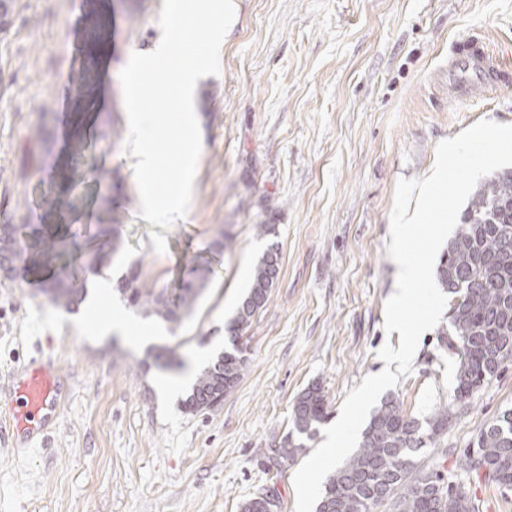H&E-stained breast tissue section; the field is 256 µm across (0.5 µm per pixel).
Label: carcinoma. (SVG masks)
Instances as JSON below:
<instances>
[{
	"label": "carcinoma",
	"instance_id": "1",
	"mask_svg": "<svg viewBox=\"0 0 512 512\" xmlns=\"http://www.w3.org/2000/svg\"><path fill=\"white\" fill-rule=\"evenodd\" d=\"M16 242L14 231L0 232V252L11 251L17 260L24 249L14 246ZM61 246L62 240L54 236L35 243L36 252L47 259L61 258ZM116 252L113 242L107 241L73 257L72 262L81 265L86 257L88 265L100 271L109 267ZM278 257L274 247L263 254L245 299L227 327L232 350L218 354L196 374L184 401L185 412L211 411L237 386L247 363L238 344L240 332L268 301ZM70 263H64L44 289L47 300L57 307H70L84 293V278L69 269ZM437 281L454 299L451 330L442 335L449 336L448 349L457 359L456 405L420 420L403 414L395 400H384L372 414L360 448L328 478L318 512H375L380 506L388 507V512H476L462 483L452 485L446 473L423 468L414 452L436 446L448 424L484 383L512 361V168L499 169L477 184L441 257ZM113 288L131 306L170 324L181 322L200 292L186 287L172 301L166 296L167 289L141 279L136 268L119 278ZM326 417L325 399L316 386L305 390L293 405V426L301 435H310ZM302 450V444L289 439L284 447L271 452L276 463L286 465ZM454 471L512 486V410L480 429L477 448L455 456ZM277 508V500L262 492L245 502L242 512H275Z\"/></svg>",
	"mask_w": 512,
	"mask_h": 512
}]
</instances>
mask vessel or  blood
<instances>
[{
    "label": "vessel or blood",
    "mask_w": 512,
    "mask_h": 512,
    "mask_svg": "<svg viewBox=\"0 0 512 512\" xmlns=\"http://www.w3.org/2000/svg\"><path fill=\"white\" fill-rule=\"evenodd\" d=\"M502 62L478 46L455 58L448 68V91L459 96L464 91L483 94L496 91ZM11 400L7 426L16 455L23 456L33 441L47 440L51 425L58 419L63 384L56 364L40 358L29 359L8 381Z\"/></svg>",
    "instance_id": "b4317fda"
}]
</instances>
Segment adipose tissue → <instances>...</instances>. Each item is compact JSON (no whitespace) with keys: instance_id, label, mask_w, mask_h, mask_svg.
I'll list each match as a JSON object with an SVG mask.
<instances>
[{"instance_id":"ef3b65f1","label":"adipose tissue","mask_w":512,"mask_h":512,"mask_svg":"<svg viewBox=\"0 0 512 512\" xmlns=\"http://www.w3.org/2000/svg\"><path fill=\"white\" fill-rule=\"evenodd\" d=\"M447 185L446 169L442 166L438 167L418 187L412 206L401 208L394 217L396 238L400 246L395 253V263L399 271V288L391 301V321L393 324H400L402 307L407 297L413 292L418 280L425 273L423 262L408 246L411 226L418 221L423 210L431 209L436 204L438 198L442 197Z\"/></svg>"}]
</instances>
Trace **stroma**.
I'll list each match as a JSON object with an SVG mask.
<instances>
[{"label": "stroma", "instance_id": "1", "mask_svg": "<svg viewBox=\"0 0 512 512\" xmlns=\"http://www.w3.org/2000/svg\"><path fill=\"white\" fill-rule=\"evenodd\" d=\"M221 72L198 80L202 150L191 215L165 229L139 215L120 72L161 39L163 0H12L0 32V224L77 234L115 229L112 277L130 265L171 294L207 275L176 331L126 309L154 336L101 335L95 313L50 305L58 264L32 259L0 283V375L42 354L75 393L46 447L26 461L0 443V512H241L261 490L295 512L293 475L269 458L308 387L335 422L349 391L385 363V303L396 287L392 217L434 165L435 148L482 119L512 123V93L454 99L448 60L480 39L512 64V0H235ZM70 207L50 212L44 197ZM275 227L280 272L241 335L248 362L218 408L163 397L148 351L211 358ZM223 247H216V239ZM425 332L410 375L386 397L424 418L453 400L456 357ZM512 409V363L442 436L452 456ZM478 512H512V489L470 475Z\"/></svg>", "mask_w": 512, "mask_h": 512}]
</instances>
